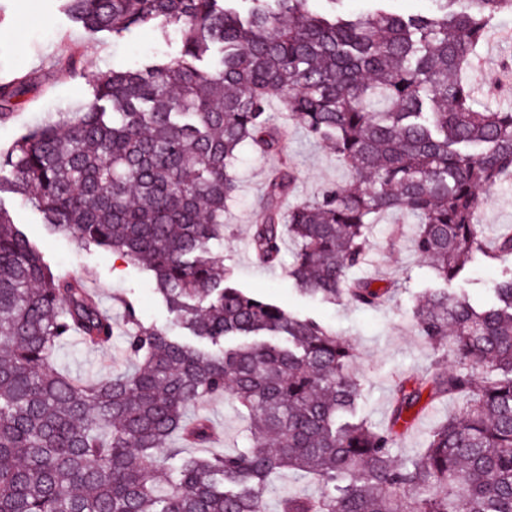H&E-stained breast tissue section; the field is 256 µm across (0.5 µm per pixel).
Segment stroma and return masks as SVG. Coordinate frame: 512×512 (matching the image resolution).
Instances as JSON below:
<instances>
[{
  "label": "stroma",
  "instance_id": "1",
  "mask_svg": "<svg viewBox=\"0 0 512 512\" xmlns=\"http://www.w3.org/2000/svg\"><path fill=\"white\" fill-rule=\"evenodd\" d=\"M71 50L80 55L81 75L56 64ZM180 50L178 37L154 27L139 28L117 40L106 33L84 30L64 11L62 0H0V72L40 78L38 86L15 107L12 118L0 123V152L49 113L78 108L90 98L93 81L101 72L115 66L135 67L156 56L173 59ZM510 56L512 44L502 46L493 64L469 73L471 85L483 89L476 97L478 108L503 107L505 98L512 95V85L503 80V62ZM285 160L298 177L296 198H311L325 187L351 183L348 171L337 163L328 146L309 140L301 128L292 124L285 127L283 155L243 149L236 163L237 193L224 213V267L241 288L312 318L351 343L358 354L355 372L361 385L357 415L374 425H384L395 383L420 373L437 356L413 324L416 302L434 285L430 268L413 250L414 221L404 214L386 215L372 229L367 261L350 272L354 278L396 282L395 293L383 305L364 309L301 295L288 274L292 251H284L280 267L272 273L254 261L248 245L255 204L266 181ZM0 206L10 211L17 227L53 268L90 276L91 288L114 320H121L124 304L129 301L144 323L164 328L174 336L184 335L183 326L154 294L141 265L49 230L36 211L12 194H1ZM478 219L489 239L512 230L511 181L480 191ZM55 365L73 377L93 382L126 369L130 360L122 337H113L111 344L98 348L86 347L73 338L58 347ZM457 409L453 400L428 408L395 446V459L401 461L418 453L433 424ZM186 413L212 421L215 440L211 451L231 452L251 444L249 414L231 395L199 401Z\"/></svg>",
  "mask_w": 512,
  "mask_h": 512
}]
</instances>
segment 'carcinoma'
I'll list each match as a JSON object with an SVG mask.
<instances>
[{"label": "carcinoma", "mask_w": 512, "mask_h": 512, "mask_svg": "<svg viewBox=\"0 0 512 512\" xmlns=\"http://www.w3.org/2000/svg\"><path fill=\"white\" fill-rule=\"evenodd\" d=\"M63 2L76 22L114 37L172 27L181 54L98 76L91 103L48 116L0 155V193L141 264L199 344L144 324L129 303L131 369L92 383L58 370L66 338L97 346L117 326L0 207V512H266L282 469L316 478L321 493L283 494L278 512H512V269L481 309L449 288L426 292L415 330L448 347L455 366L436 361L397 383L381 428L345 418L359 393L353 346L232 285L216 251L242 146L281 153L276 98L355 185L282 212L295 182L288 161L266 183L250 246L271 264L290 238L299 290L385 301L392 285L349 271L389 213L415 219L414 252L448 284L477 256L511 257L512 232L487 248L477 208L480 190L512 178V109H475L465 76L512 0H430L432 13L407 17L388 9L393 0L360 11L324 0L333 8L323 13L314 0H249L245 13L238 0ZM28 89L0 83V120ZM227 390L249 412L252 446L205 457L173 446L209 445L211 421L186 408ZM425 391L460 409L398 462L393 448ZM161 452L178 460L165 485Z\"/></svg>", "instance_id": "1"}]
</instances>
